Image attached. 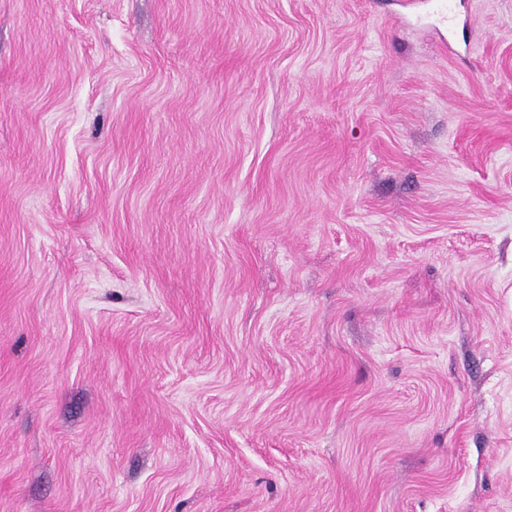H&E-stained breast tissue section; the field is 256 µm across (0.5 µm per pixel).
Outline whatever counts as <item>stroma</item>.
<instances>
[{"label": "stroma", "instance_id": "35a3bbf8", "mask_svg": "<svg viewBox=\"0 0 512 512\" xmlns=\"http://www.w3.org/2000/svg\"><path fill=\"white\" fill-rule=\"evenodd\" d=\"M0 0V512H512V0Z\"/></svg>", "mask_w": 512, "mask_h": 512}]
</instances>
